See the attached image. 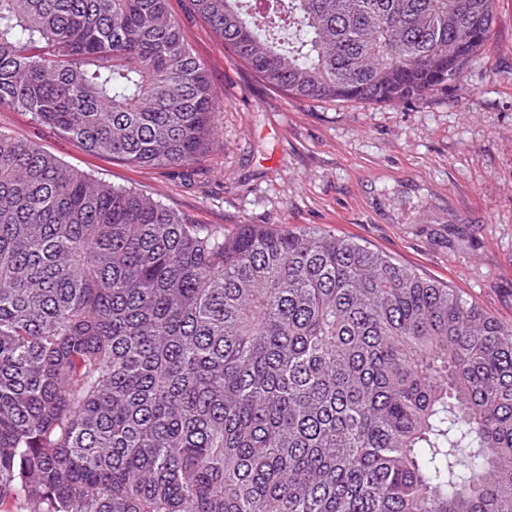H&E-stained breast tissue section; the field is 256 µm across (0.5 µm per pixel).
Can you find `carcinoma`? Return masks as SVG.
I'll return each mask as SVG.
<instances>
[{
  "label": "carcinoma",
  "mask_w": 512,
  "mask_h": 512,
  "mask_svg": "<svg viewBox=\"0 0 512 512\" xmlns=\"http://www.w3.org/2000/svg\"><path fill=\"white\" fill-rule=\"evenodd\" d=\"M189 3L294 99L423 103L494 0ZM2 104L149 168L197 163L223 109L168 0H0ZM0 512H512V325L0 132Z\"/></svg>",
  "instance_id": "obj_1"
}]
</instances>
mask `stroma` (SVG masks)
<instances>
[{
  "mask_svg": "<svg viewBox=\"0 0 512 512\" xmlns=\"http://www.w3.org/2000/svg\"><path fill=\"white\" fill-rule=\"evenodd\" d=\"M224 108L189 168L88 151L24 109L0 131L67 166L133 187L198 224L316 228L382 251L512 323V0L463 76L424 103L297 100L224 48L188 0H168Z\"/></svg>",
  "mask_w": 512,
  "mask_h": 512,
  "instance_id": "35a3bbf8",
  "label": "stroma"
}]
</instances>
